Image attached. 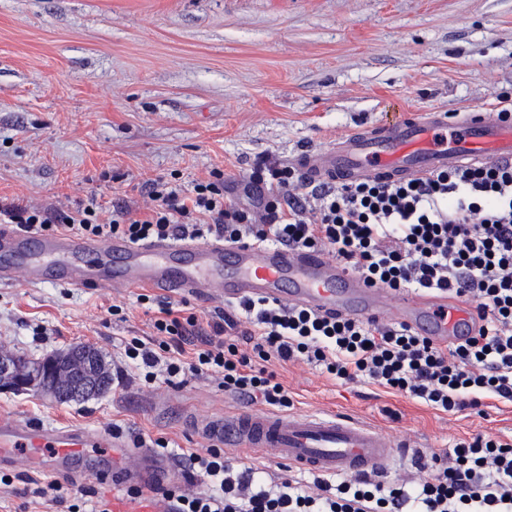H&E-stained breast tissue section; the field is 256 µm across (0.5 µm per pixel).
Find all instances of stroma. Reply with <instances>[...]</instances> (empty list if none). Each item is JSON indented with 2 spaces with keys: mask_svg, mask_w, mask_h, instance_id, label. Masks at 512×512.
<instances>
[{
  "mask_svg": "<svg viewBox=\"0 0 512 512\" xmlns=\"http://www.w3.org/2000/svg\"><path fill=\"white\" fill-rule=\"evenodd\" d=\"M512 89V0H0V198L102 216L124 199L149 206L148 179L183 182L221 168L238 182L261 160L291 163L380 122L393 105L453 114ZM135 288L78 290L52 281L0 286V353L39 362L76 345L122 361L150 334ZM124 307V317L108 314ZM99 396L60 404L0 382V412L42 426L137 431L208 448L197 414L238 409L217 381L145 382L135 363ZM298 412L366 419L405 444L383 474L477 433L512 435V403L446 414L374 386L343 385L304 363L278 368ZM0 512H68L125 495L104 461L60 477L63 499L24 495L50 481L11 470Z\"/></svg>",
  "mask_w": 512,
  "mask_h": 512,
  "instance_id": "stroma-1",
  "label": "stroma"
}]
</instances>
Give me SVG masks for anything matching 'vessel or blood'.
Here are the masks:
<instances>
[{
  "instance_id": "1",
  "label": "vessel or blood",
  "mask_w": 512,
  "mask_h": 512,
  "mask_svg": "<svg viewBox=\"0 0 512 512\" xmlns=\"http://www.w3.org/2000/svg\"><path fill=\"white\" fill-rule=\"evenodd\" d=\"M512 163V119L486 106L449 120L441 110L399 112L356 130L335 145L300 153L310 181L348 183L365 178L403 181L482 162ZM55 279L76 289L147 288L162 294L278 301L323 313L391 318L445 346L478 323L464 303L444 293L396 296L348 273L323 252L279 244L229 245L214 239L132 244L93 241L71 233H22L0 225V285ZM210 441L248 454L268 453L324 476L387 472L394 442L368 421L325 412L280 414L236 411L200 418ZM105 451L122 482L162 481L167 461L149 449L83 427L46 428L0 414V469L76 475L79 460Z\"/></svg>"
}]
</instances>
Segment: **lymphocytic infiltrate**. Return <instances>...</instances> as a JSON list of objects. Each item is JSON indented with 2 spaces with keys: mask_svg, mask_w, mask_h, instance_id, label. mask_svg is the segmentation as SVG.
Wrapping results in <instances>:
<instances>
[{
  "mask_svg": "<svg viewBox=\"0 0 512 512\" xmlns=\"http://www.w3.org/2000/svg\"><path fill=\"white\" fill-rule=\"evenodd\" d=\"M149 207L122 201L99 219L96 196L76 211L0 202V223L41 234L69 232L131 243L187 238L275 242L330 254L368 284L404 292L435 288L472 305L481 322L461 343L435 344L409 327L329 318L264 299L205 319L185 303L140 295L153 335L124 352L152 380L215 375L225 395L287 411L293 400L276 366L300 361L341 384L363 381L448 414L512 402V164H476L398 182L309 183L299 169L257 164L231 198L213 169L190 190L143 182ZM199 492L172 482L156 488L163 512H512V438L476 434L419 459L421 478L391 484L369 475L333 481L315 474L264 478L218 445L183 450Z\"/></svg>",
  "mask_w": 512,
  "mask_h": 512,
  "instance_id": "lymphocytic-infiltrate-1",
  "label": "lymphocytic infiltrate"
}]
</instances>
